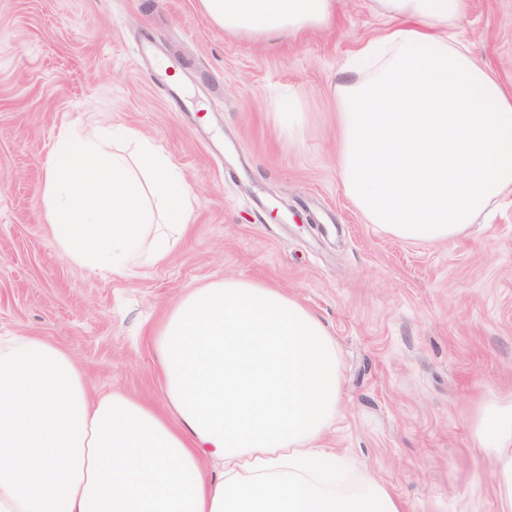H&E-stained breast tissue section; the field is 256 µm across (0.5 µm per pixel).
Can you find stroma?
Segmentation results:
<instances>
[{
  "label": "stroma",
  "instance_id": "35a3bbf8",
  "mask_svg": "<svg viewBox=\"0 0 512 512\" xmlns=\"http://www.w3.org/2000/svg\"><path fill=\"white\" fill-rule=\"evenodd\" d=\"M383 27L372 0H336L330 26L288 40L225 33L202 0H0V337L53 340L92 389L156 402L150 335L185 289L270 284L336 340L329 446L407 512H498L475 417L512 398V195L435 245L365 223L336 175L335 93ZM458 35L512 90V0H471ZM93 127L135 131L122 150L149 143L196 193L166 264L102 275L59 254L47 162Z\"/></svg>",
  "mask_w": 512,
  "mask_h": 512
}]
</instances>
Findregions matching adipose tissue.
<instances>
[{"label":"adipose tissue","mask_w":512,"mask_h":512,"mask_svg":"<svg viewBox=\"0 0 512 512\" xmlns=\"http://www.w3.org/2000/svg\"><path fill=\"white\" fill-rule=\"evenodd\" d=\"M259 40L331 24L336 0H202ZM388 25L359 44L336 108V171L367 223L446 242L512 194V92L456 30L471 0H373ZM164 409L95 392L77 359L0 340V512H404L326 439L341 411L336 341L266 284L185 291L153 333ZM499 512H512V401L483 406Z\"/></svg>","instance_id":"ef3b65f1"}]
</instances>
